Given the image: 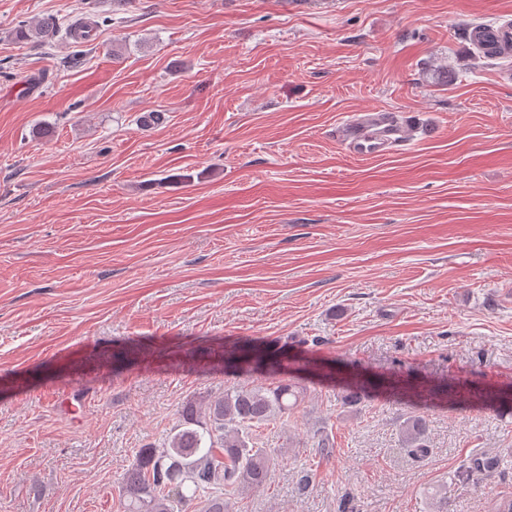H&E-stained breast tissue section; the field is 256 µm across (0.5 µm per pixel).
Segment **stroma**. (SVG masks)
<instances>
[{
  "mask_svg": "<svg viewBox=\"0 0 512 512\" xmlns=\"http://www.w3.org/2000/svg\"><path fill=\"white\" fill-rule=\"evenodd\" d=\"M51 16L50 42L12 37ZM504 21L512 0H0V512H120L185 404L275 381L225 372L235 342L307 389L238 512L512 497V63L464 44ZM368 107L419 129L357 156L336 128ZM475 453L498 468L452 483ZM218 355L224 359V366L254 369L270 365L288 372V359H279L256 346L232 345L219 350ZM401 441L412 457H428L432 448L428 441L426 419L419 416L409 419L401 429Z\"/></svg>",
  "mask_w": 512,
  "mask_h": 512,
  "instance_id": "obj_1",
  "label": "stroma"
}]
</instances>
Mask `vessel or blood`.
<instances>
[{"label":"vessel or blood","mask_w":512,"mask_h":512,"mask_svg":"<svg viewBox=\"0 0 512 512\" xmlns=\"http://www.w3.org/2000/svg\"><path fill=\"white\" fill-rule=\"evenodd\" d=\"M472 48L492 42L512 51V24H479L467 34ZM412 117L398 116L384 109H365L350 113L336 130L337 138L359 156H376L403 142L412 132Z\"/></svg>","instance_id":"b4317fda"}]
</instances>
